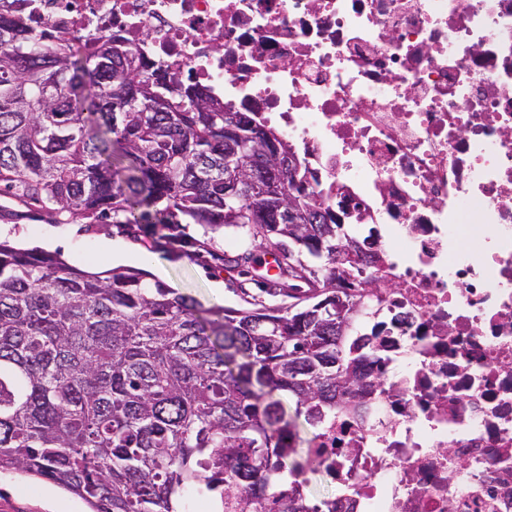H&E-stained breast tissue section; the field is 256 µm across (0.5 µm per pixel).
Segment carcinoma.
<instances>
[{
    "label": "carcinoma",
    "mask_w": 512,
    "mask_h": 512,
    "mask_svg": "<svg viewBox=\"0 0 512 512\" xmlns=\"http://www.w3.org/2000/svg\"><path fill=\"white\" fill-rule=\"evenodd\" d=\"M269 153L240 161L256 189L224 192L234 120ZM309 170L276 130L147 63L112 35L82 50L43 44L0 16V192L72 219L245 230L277 252L254 276L288 304L204 315L192 296L105 275L0 241V473L47 480L93 512H312L297 478L300 418L355 408L365 345L352 339L379 298ZM299 202L297 222L252 220ZM350 308L336 317V295ZM295 402L285 408L281 396Z\"/></svg>",
    "instance_id": "obj_1"
}]
</instances>
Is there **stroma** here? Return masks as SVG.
<instances>
[{
	"label": "stroma",
	"mask_w": 512,
	"mask_h": 512,
	"mask_svg": "<svg viewBox=\"0 0 512 512\" xmlns=\"http://www.w3.org/2000/svg\"><path fill=\"white\" fill-rule=\"evenodd\" d=\"M181 244L164 237L160 225L115 224L105 220H71L17 197L0 194V239L31 250L49 239L51 254L93 272L116 264L147 267L152 279L176 292L196 297L207 309L247 308L260 303L281 304L256 286L242 288V277L229 262L243 251L240 229L224 226L213 230L201 224L177 227ZM122 245L123 260L113 259L105 242ZM84 503L45 480L0 473V512H83Z\"/></svg>",
	"instance_id": "1"
}]
</instances>
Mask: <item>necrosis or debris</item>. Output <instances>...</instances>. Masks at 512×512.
I'll return each instance as SVG.
<instances>
[{
  "mask_svg": "<svg viewBox=\"0 0 512 512\" xmlns=\"http://www.w3.org/2000/svg\"><path fill=\"white\" fill-rule=\"evenodd\" d=\"M256 113L385 259L330 512H512V0H0ZM484 235L466 246L463 225Z\"/></svg>",
  "mask_w": 512,
  "mask_h": 512,
  "instance_id": "necrosis-or-debris-1",
  "label": "necrosis or debris"
}]
</instances>
